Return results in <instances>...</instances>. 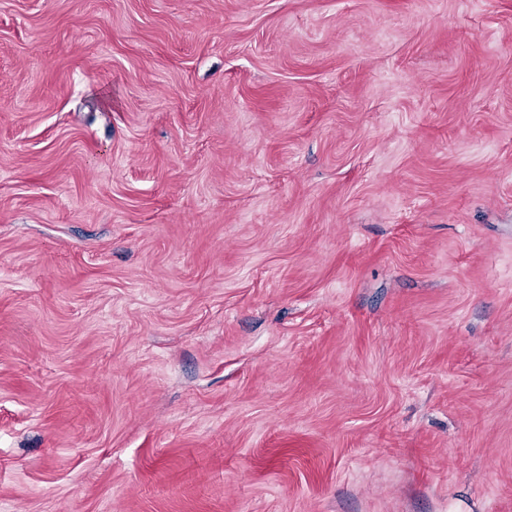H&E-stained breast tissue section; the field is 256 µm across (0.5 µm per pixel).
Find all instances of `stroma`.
Listing matches in <instances>:
<instances>
[{
    "label": "stroma",
    "mask_w": 512,
    "mask_h": 512,
    "mask_svg": "<svg viewBox=\"0 0 512 512\" xmlns=\"http://www.w3.org/2000/svg\"><path fill=\"white\" fill-rule=\"evenodd\" d=\"M0 512H512V0H0Z\"/></svg>",
    "instance_id": "35a3bbf8"
}]
</instances>
